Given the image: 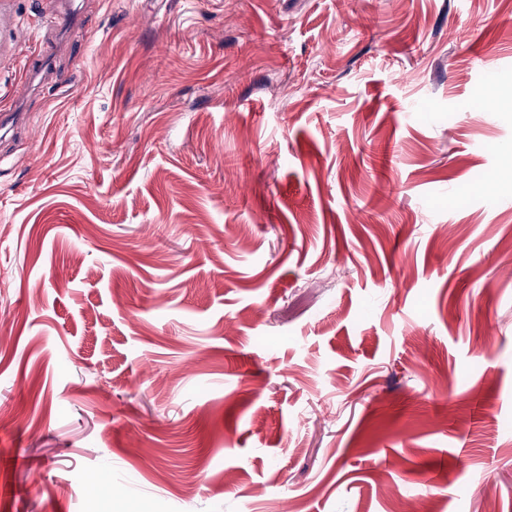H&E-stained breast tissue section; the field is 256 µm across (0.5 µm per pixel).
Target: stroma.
I'll return each instance as SVG.
<instances>
[{"instance_id":"obj_1","label":"stroma","mask_w":512,"mask_h":512,"mask_svg":"<svg viewBox=\"0 0 512 512\" xmlns=\"http://www.w3.org/2000/svg\"><path fill=\"white\" fill-rule=\"evenodd\" d=\"M0 0V512H512V0ZM51 65L52 61L48 56H42L37 59L36 63L31 64L28 70V77L26 76L27 79L25 78L16 87L17 97L23 98L28 95L34 89L38 79L51 74Z\"/></svg>"}]
</instances>
